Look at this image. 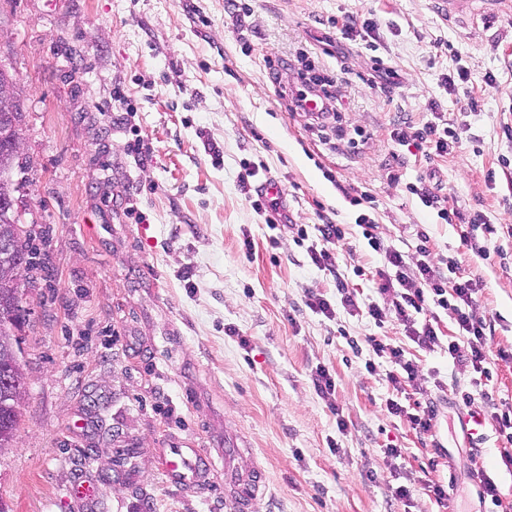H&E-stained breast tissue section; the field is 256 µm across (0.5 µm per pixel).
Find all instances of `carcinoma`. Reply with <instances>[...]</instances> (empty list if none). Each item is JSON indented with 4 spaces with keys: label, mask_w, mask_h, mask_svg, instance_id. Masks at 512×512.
<instances>
[{
    "label": "carcinoma",
    "mask_w": 512,
    "mask_h": 512,
    "mask_svg": "<svg viewBox=\"0 0 512 512\" xmlns=\"http://www.w3.org/2000/svg\"><path fill=\"white\" fill-rule=\"evenodd\" d=\"M22 112L0 111V236L8 235L22 241L23 247L14 261L21 270L35 266V256L30 247V235L23 230L22 214L16 207L15 193L19 183L13 173L19 155L11 148L13 135L19 133ZM20 281L9 282V276L0 273V367L12 364V387L26 389L25 373L19 354L20 342L14 333L24 317L20 305ZM22 404L0 393V448H13L21 416Z\"/></svg>",
    "instance_id": "1"
}]
</instances>
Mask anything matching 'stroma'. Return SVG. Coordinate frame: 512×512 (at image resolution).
<instances>
[{
    "instance_id": "1",
    "label": "stroma",
    "mask_w": 512,
    "mask_h": 512,
    "mask_svg": "<svg viewBox=\"0 0 512 512\" xmlns=\"http://www.w3.org/2000/svg\"><path fill=\"white\" fill-rule=\"evenodd\" d=\"M239 3L238 22L228 0H0V68L22 103L16 202L41 261L21 277L27 395L16 446L0 453V497L13 512H226L223 483L184 494L160 475L155 449L188 441L216 474L233 447L239 472L263 470L253 512H512L494 422L479 446L460 423L468 368L394 323L304 305L311 290L338 304L340 279L375 299L381 257L356 224L364 213L407 255L421 229L434 254L481 274L490 349L512 351V238L478 234L491 256L475 257L408 190L435 174L448 209L512 225L501 164L512 160V0ZM306 61L341 83V130L309 127L280 95ZM460 68L467 90L448 91L444 77ZM433 103L465 131L463 151L404 152L389 181L393 123L422 124ZM138 136L152 145L143 158L130 149ZM248 164L282 187L290 224L277 243L239 186ZM341 184L368 203L351 205ZM324 213L347 228L334 275L295 241L298 224L316 237ZM370 336L418 364L439 448L386 411L387 365ZM319 365L336 378L328 399L312 383ZM482 390L474 409L512 407V360L493 359ZM488 465L495 503L471 479ZM84 476L104 484L100 504L70 497ZM427 480L452 484L445 503L425 494ZM406 482L410 500L394 499Z\"/></svg>"
}]
</instances>
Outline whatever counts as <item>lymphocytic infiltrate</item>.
I'll list each match as a JSON object with an SVG mask.
<instances>
[{
	"label": "lymphocytic infiltrate",
	"mask_w": 512,
	"mask_h": 512,
	"mask_svg": "<svg viewBox=\"0 0 512 512\" xmlns=\"http://www.w3.org/2000/svg\"><path fill=\"white\" fill-rule=\"evenodd\" d=\"M298 75L301 85L291 94L290 111H304L306 103L315 99L321 105L316 117L318 126L339 122L342 93L337 81L319 73L311 64L299 69ZM390 140L399 146L414 147L429 157L453 155L463 146L459 133L451 129L443 113L437 111L421 127L397 125L390 132ZM410 191L424 207L436 210L445 223L462 225L460 238L463 245L481 259H488V250L479 245L474 236V230L478 227L488 234L495 231L494 225L486 223L483 215L477 213L467 216L443 207L435 186L424 179L419 184L411 185ZM358 225L363 229L368 246L384 260L382 268L376 271L380 299L365 305L359 304L347 283L340 280L336 288L341 295L343 308L355 314L365 313L380 326L388 321L398 323L418 348L428 351L440 345V338L431 322L434 308L450 309L459 337L449 342L448 354L456 364L471 370V390L464 394L463 401L468 405L473 404V391L481 387L483 378L488 377L489 365L494 356L490 353L487 338L491 322L478 312L483 281L462 273L457 263L446 264L434 256L426 244L428 236L425 231L416 233L420 241L419 258L411 263L404 252L385 245L376 224L369 216H361ZM368 342L376 355L387 359L390 365L387 380L396 392L403 394L409 390L416 393L421 391L419 368L416 362L406 359L402 347L374 336L369 337Z\"/></svg>",
	"instance_id": "f902f5d3"
}]
</instances>
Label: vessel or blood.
<instances>
[{
    "instance_id": "vessel-or-blood-1",
    "label": "vessel or blood",
    "mask_w": 512,
    "mask_h": 512,
    "mask_svg": "<svg viewBox=\"0 0 512 512\" xmlns=\"http://www.w3.org/2000/svg\"><path fill=\"white\" fill-rule=\"evenodd\" d=\"M236 449L224 451V501L228 512H250V505L264 484L261 470L240 473L235 464ZM160 469L167 484L182 491L205 492L212 482L211 468L194 444L175 443L157 449Z\"/></svg>"
}]
</instances>
